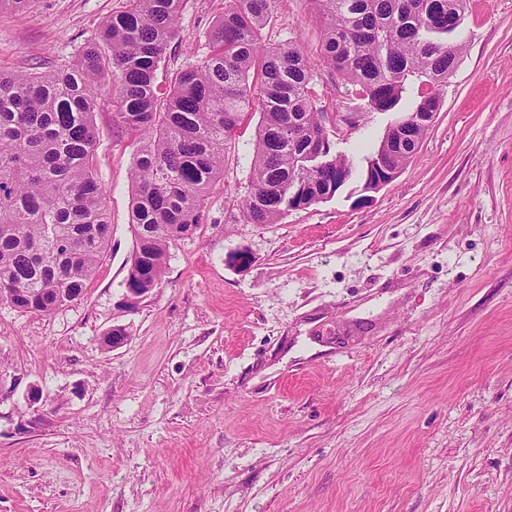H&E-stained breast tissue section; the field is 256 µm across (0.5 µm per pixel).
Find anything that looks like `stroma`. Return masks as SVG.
Instances as JSON below:
<instances>
[{"mask_svg":"<svg viewBox=\"0 0 512 512\" xmlns=\"http://www.w3.org/2000/svg\"><path fill=\"white\" fill-rule=\"evenodd\" d=\"M124 5L0 13V71L74 59ZM223 13L184 0L160 82L210 53ZM263 35L315 53L311 0H276ZM452 39L442 107L372 201L352 184L244 223L260 121L246 114L202 224L131 312L136 145L99 107L105 255L68 308L0 303V512H512V0H468ZM312 87L347 111L336 73L316 66ZM396 118L365 113L338 150L376 147ZM115 325L128 340L109 350Z\"/></svg>","mask_w":512,"mask_h":512,"instance_id":"stroma-1","label":"stroma"}]
</instances>
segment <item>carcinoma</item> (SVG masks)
Masks as SVG:
<instances>
[{
	"label": "carcinoma",
	"instance_id": "1",
	"mask_svg": "<svg viewBox=\"0 0 512 512\" xmlns=\"http://www.w3.org/2000/svg\"><path fill=\"white\" fill-rule=\"evenodd\" d=\"M183 2L127 0L77 60L0 72L1 303L42 315L71 305L109 245L95 166L96 79L111 80L112 130L138 144L126 287L149 293L161 283L170 246L202 223L209 191L224 174V145L245 114L256 110L261 121L241 214L247 224H278L333 198L348 181L369 192L377 155L405 169L431 127L420 113L439 111L438 87L462 52L460 44L448 47V25L463 20L466 0H312L322 30L317 58L362 108L390 112L409 84L424 89L405 112L406 137L386 131L359 165L324 135L308 54L293 40L263 43L275 0H226L211 30L212 53L162 87L158 72Z\"/></svg>",
	"mask_w": 512,
	"mask_h": 512
}]
</instances>
